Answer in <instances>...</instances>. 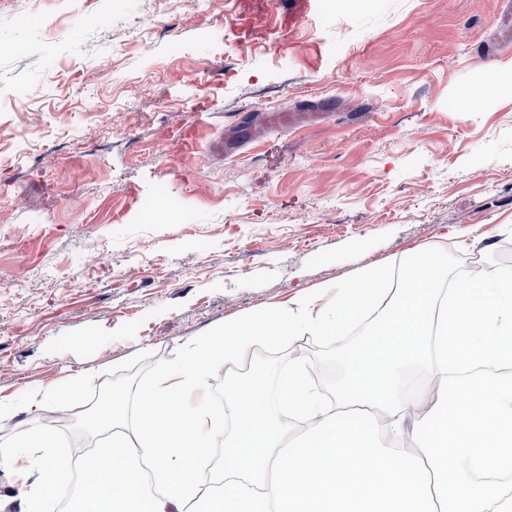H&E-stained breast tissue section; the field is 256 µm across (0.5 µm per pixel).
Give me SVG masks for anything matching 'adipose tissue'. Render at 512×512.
I'll use <instances>...</instances> for the list:
<instances>
[{"mask_svg":"<svg viewBox=\"0 0 512 512\" xmlns=\"http://www.w3.org/2000/svg\"><path fill=\"white\" fill-rule=\"evenodd\" d=\"M441 258L418 251L403 289L384 287L371 268L339 285L332 303L313 295L293 314L271 307L185 346L140 391L137 440L125 432L127 398L114 394L88 415L108 448L90 453L85 512H512V494L496 481L512 474V373L497 363L512 356V270L487 269L472 290L450 293ZM370 316L371 331L338 354L334 403L294 372L225 381L220 405L194 398L256 340L333 339ZM420 369L437 380L424 395L405 382ZM289 409L307 421L292 442ZM410 415L423 439L416 456L404 443ZM228 416L236 425L227 435ZM219 436L218 489L197 493L198 462Z\"/></svg>","mask_w":512,"mask_h":512,"instance_id":"adipose-tissue-1","label":"adipose tissue"}]
</instances>
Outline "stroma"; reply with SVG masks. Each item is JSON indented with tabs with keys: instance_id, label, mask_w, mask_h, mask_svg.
<instances>
[{
	"instance_id": "stroma-1",
	"label": "stroma",
	"mask_w": 512,
	"mask_h": 512,
	"mask_svg": "<svg viewBox=\"0 0 512 512\" xmlns=\"http://www.w3.org/2000/svg\"><path fill=\"white\" fill-rule=\"evenodd\" d=\"M54 11L0 0V402L20 405L0 444L30 466L24 487L0 467V512H53L31 493L46 460L96 439L31 397L78 378L85 402L117 382L135 399L187 341L418 247L451 271L512 264V94L459 104L512 82V0H186L170 33L165 0L108 26ZM271 111L310 118L267 130ZM361 334L251 355L310 367L328 401ZM36 428L51 448L25 447Z\"/></svg>"
}]
</instances>
